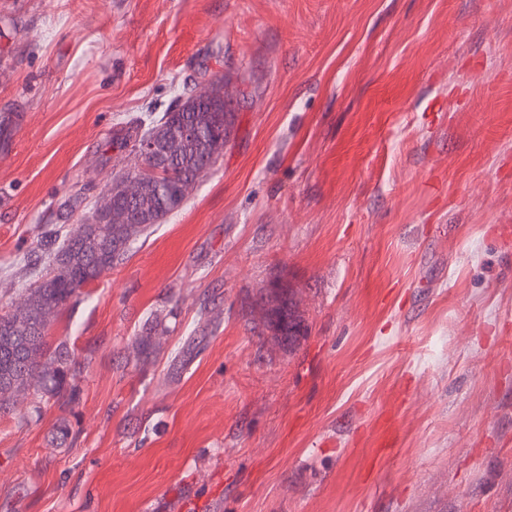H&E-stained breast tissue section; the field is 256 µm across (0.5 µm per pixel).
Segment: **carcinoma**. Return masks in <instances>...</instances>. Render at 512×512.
<instances>
[{
  "label": "carcinoma",
  "instance_id": "1",
  "mask_svg": "<svg viewBox=\"0 0 512 512\" xmlns=\"http://www.w3.org/2000/svg\"><path fill=\"white\" fill-rule=\"evenodd\" d=\"M234 125V113L224 111L222 103H202L196 112L176 111L172 104L161 112L151 107L145 116L120 130L113 145L120 150L128 148L137 156L141 142L162 131L196 126L207 138L220 136ZM171 150L162 186L149 187L131 202L117 199L112 203L125 216L124 224H101L95 236L80 238V225L69 220L78 211L83 215L91 212L98 203L89 202L84 186L73 188L61 203L63 224L42 234L34 248L43 262L42 274L26 288L23 307L0 315V408L10 401L7 394H27L36 386L62 405L74 402L75 388L67 387V381L79 380L83 366L66 343L54 348L49 345V317L78 301L82 289L100 278L114 260H123L130 252L122 248L126 240L150 234L152 225L139 223L143 215L154 214L156 223H162L167 199L175 195L187 199L194 190V179L216 164L197 142L174 139ZM262 300L268 305L266 328L288 340L290 347L305 336L306 325L294 292L275 283Z\"/></svg>",
  "mask_w": 512,
  "mask_h": 512
}]
</instances>
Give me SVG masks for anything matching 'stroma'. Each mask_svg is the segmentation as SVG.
<instances>
[{
	"label": "stroma",
	"instance_id": "obj_1",
	"mask_svg": "<svg viewBox=\"0 0 512 512\" xmlns=\"http://www.w3.org/2000/svg\"><path fill=\"white\" fill-rule=\"evenodd\" d=\"M215 73L216 166L51 322L76 401L0 410V512H512V0H0V314ZM179 95L162 112H156L157 108H148L145 118H136L129 123L130 126L127 129H121L116 134L112 145L119 150L130 147V152L137 157V161L140 154L141 163L136 172L113 179L104 191L105 196H109L112 192L122 193L128 198L135 197L141 191L144 182L157 179L162 175L164 169L161 163L162 154L158 143L151 139L153 134L162 131L168 133L174 128L187 126L181 129V137L185 140H196L199 132L191 126H197L203 132L204 138L221 136L234 128L235 113L224 112V103H202L198 106V112L173 111ZM147 138L149 139L139 149L141 142ZM228 138L224 135V138L216 137L211 140L210 145L214 154H218L228 145ZM86 191V187L76 188L75 186L61 203L59 216L63 223H67L77 211L81 212V219L98 206L100 200L94 201L93 205H90ZM265 305H269L266 329H271L277 336L288 340V347H292L306 334V325L298 313L295 294L288 288L274 283L268 292L261 298Z\"/></svg>",
	"mask_w": 512,
	"mask_h": 512
}]
</instances>
